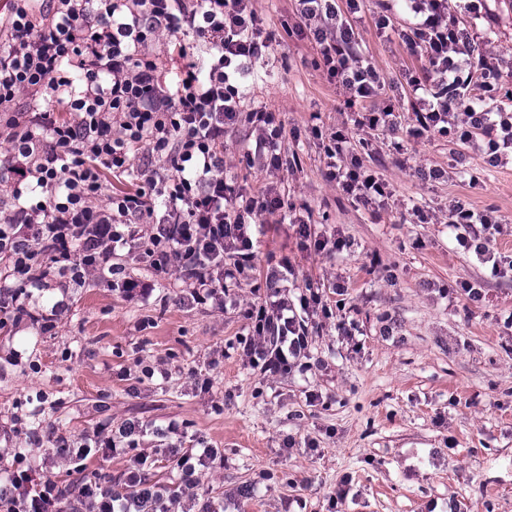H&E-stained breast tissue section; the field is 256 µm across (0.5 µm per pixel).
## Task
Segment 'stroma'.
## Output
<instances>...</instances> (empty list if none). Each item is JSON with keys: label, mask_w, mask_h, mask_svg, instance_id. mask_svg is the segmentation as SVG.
Returning <instances> with one entry per match:
<instances>
[{"label": "stroma", "mask_w": 512, "mask_h": 512, "mask_svg": "<svg viewBox=\"0 0 512 512\" xmlns=\"http://www.w3.org/2000/svg\"><path fill=\"white\" fill-rule=\"evenodd\" d=\"M263 32L276 41L244 82L248 108L266 107L283 126L284 165L249 166V124L224 131V170L255 193L278 183L285 200L306 206L315 232L345 240L340 250H301L287 212L267 217L254 242L252 267L224 306L180 303L175 274L154 276L141 241L117 245L119 275L82 285L48 277L35 292L50 311L65 301L53 333L31 322L0 327V452L25 455L39 474L60 480L104 469L119 476L136 455L150 478L177 490L171 443L204 442L223 465L198 472L203 495L183 497L180 512H512V272L499 278L455 241L448 207L493 212L496 247L512 256V164L488 167L477 143L440 135L408 137L415 126L410 79L427 80L428 62L398 32L410 19L395 0L388 28L377 0L348 20L364 59L388 83L376 101L393 105L400 127L371 135L362 154L391 188L383 208H367L326 180L323 132L364 108L348 103L317 66V49L300 31L296 0H253ZM448 11L465 28L474 55L496 69L491 109L512 107V0H463ZM408 149L395 164V144ZM422 168L443 170L422 179ZM434 216L419 223L416 211ZM291 264L286 284L298 298L306 284L323 291L308 367L261 373L244 352L246 311L268 294L269 268ZM126 278L154 279L147 298L129 299ZM484 284L473 302L464 281ZM151 366L145 377L142 366ZM137 419L147 427L136 448L104 459L45 456L32 440L54 426L68 438ZM176 423L178 434L167 433Z\"/></svg>", "instance_id": "stroma-1"}]
</instances>
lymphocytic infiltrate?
<instances>
[{"label":"lymphocytic infiltrate","mask_w":512,"mask_h":512,"mask_svg":"<svg viewBox=\"0 0 512 512\" xmlns=\"http://www.w3.org/2000/svg\"><path fill=\"white\" fill-rule=\"evenodd\" d=\"M38 2L11 0L0 31V127L9 131L0 184L10 186L15 202L0 216V314L28 316L50 331L54 314L31 310L28 288L37 284L38 270L55 269L77 285L90 274H117L116 244L135 238L143 222L151 232L142 258L154 273L178 269L192 301H223L253 259L257 219L285 207L273 186L251 194L224 176V130L242 121L257 133L248 163L280 165L282 129L274 113L245 110L238 86L268 46L252 0H48L45 10ZM406 7L412 20L399 37L424 52L431 71L429 82H410L411 136L467 142L480 131L488 137L487 164H507L512 113L484 108L471 91L476 83L494 90L493 67L475 68L470 38L449 16L447 0H406ZM298 14L328 81L349 100L384 89L385 74L359 53L336 0H298ZM162 31L193 34L211 57L208 74L189 60L165 78L150 50ZM24 96L41 101L43 110L23 117L16 103ZM142 148L163 159L165 172L149 171L145 187L107 193L106 176L127 174L131 153ZM351 152L345 130L330 133L328 181L363 206L383 205L388 183ZM27 188L40 190L42 200L22 204ZM448 225L461 247L501 275L491 215L454 204ZM286 278L272 271L271 299L247 313V355L265 373L288 371L307 357L308 314L322 303L314 287L288 299L280 287ZM145 463L136 458L121 473L122 494L105 477L64 485L1 465L0 512H176L177 495L153 483Z\"/></svg>","instance_id":"obj_1"}]
</instances>
